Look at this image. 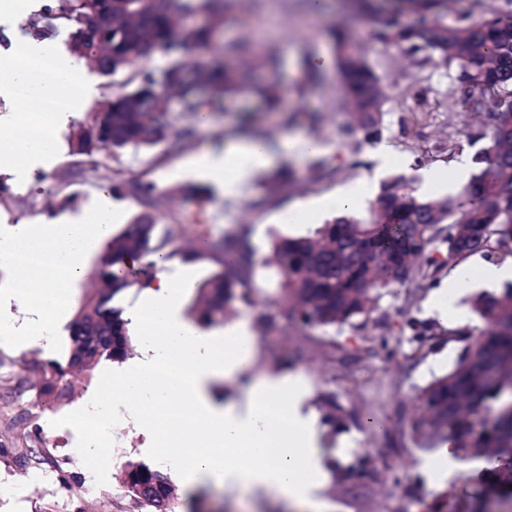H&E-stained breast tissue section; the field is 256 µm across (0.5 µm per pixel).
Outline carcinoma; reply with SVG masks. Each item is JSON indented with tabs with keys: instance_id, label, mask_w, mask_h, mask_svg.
Returning a JSON list of instances; mask_svg holds the SVG:
<instances>
[{
	"instance_id": "obj_1",
	"label": "carcinoma",
	"mask_w": 512,
	"mask_h": 512,
	"mask_svg": "<svg viewBox=\"0 0 512 512\" xmlns=\"http://www.w3.org/2000/svg\"><path fill=\"white\" fill-rule=\"evenodd\" d=\"M224 0H56L50 29L72 32L84 18L97 13L99 32L112 56L106 63L129 74L131 87L113 96L99 112L77 124L70 138L73 154L104 152L116 158L166 145L177 153L186 148L194 129L173 131L170 96L178 111L191 117L212 112L238 89L239 74L229 61L197 77L190 75L178 53L208 44L224 27ZM355 13L372 25L370 39L405 51L423 66L433 60L453 72L448 109L457 106L480 117L475 136L487 143L475 162L483 168L462 189L459 199L420 198L403 176L383 182L368 215L334 218L301 237L273 242L270 263L282 276L280 299L292 320L307 331L325 332L377 313L375 325L390 329L389 316L379 311L381 290L424 288L445 268H459L474 256L487 261L512 257V0L487 13L484 0H471L460 11L456 0H350ZM208 12L209 23L179 29L174 17L185 20ZM335 65L341 83L339 107L354 119L351 133L368 142L384 127V98L380 77L368 58L341 33L333 32ZM175 58L156 71L148 61L156 51ZM98 128L96 138L92 130ZM114 195H129L144 210L112 235L92 276L105 288L84 299L70 326V366L94 368L102 358L123 361L132 348L123 310L117 301L127 290L142 289L155 280L163 262L191 261L196 252L167 250L176 231L193 219L183 215L162 224L149 210L155 187L127 180L113 183ZM207 253L222 270L199 284L196 323L208 327L224 319V309L237 304L254 310L264 332L276 329L272 316L257 309L249 288L254 252L244 230L213 238L197 233ZM481 327L466 333L468 344L454 368L420 388L416 400L422 417L411 426L421 448L451 441L461 457L483 458L490 467L477 477L487 491L512 496V285L498 295L473 301ZM46 395L58 398V364H39ZM496 406L492 421L477 427L472 415ZM15 461L21 465L44 461L42 449L25 446ZM378 472L367 458L343 471L341 480H375ZM120 487L136 512H175L170 477L145 464L129 463Z\"/></svg>"
}]
</instances>
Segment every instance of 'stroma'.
Here are the masks:
<instances>
[{"label": "stroma", "mask_w": 512, "mask_h": 512, "mask_svg": "<svg viewBox=\"0 0 512 512\" xmlns=\"http://www.w3.org/2000/svg\"><path fill=\"white\" fill-rule=\"evenodd\" d=\"M312 0H229L232 23L220 31L207 47L186 51L192 69L206 68L222 54L225 45L246 41L255 53L274 49L277 70H269L261 61L248 69L250 85H275L283 101L279 112L267 111L248 89L224 102L221 110L210 113L208 125H195L191 143L181 152L165 153L163 147L147 152L126 153L113 161L99 155H76L69 148V133H62L58 161L50 170L37 175L27 188H16L6 175H0V225L40 222L67 212L91 206L99 189L115 178L138 179L153 184V214L160 223L172 217L199 213L212 234H230L240 226L250 228V241L256 265L250 283L259 306L275 316L278 329L273 333L254 330L255 359L241 379L225 382L223 399L243 400L248 379L263 373L301 375L309 386L307 404L317 417H325L322 398L335 393L343 409L344 424L337 430H324L326 447L346 442L336 464L345 468L359 456L371 464L387 460L373 482L337 484L327 482L324 495L330 512H472L481 494L476 474L479 461L468 462L466 470L449 474L439 464V476L419 470L422 460H435L434 449L416 447L410 425L418 417L416 393L434 376L447 372L457 361L464 346L458 337L430 336L419 340L418 328L439 325L429 313L425 288H404L385 295L380 304L387 310L404 335H382L374 323L364 328L346 326L323 336H306L290 319L279 297L280 274L265 265L264 259L274 239L302 236L325 221L321 215H304L286 221L297 201L317 200L334 194L344 185L365 177L370 157L377 145L391 151V174L416 180L418 155L409 149L410 141L425 150L447 141L459 132L476 133L479 124L473 114L461 110L435 109L450 79L444 66H417L412 58L398 50L367 39L369 26L347 20L340 6H332L329 20L342 25L346 38L363 46L368 60L385 87L384 129L378 142L367 143L348 132L349 117L336 103L340 87L335 70L313 68L312 60L321 54H333L334 42L323 32L318 15L311 10ZM251 135L275 143L291 135L321 141V158L337 169L335 177L322 178L310 161L282 157L278 166L286 177L278 188H271V170L256 174L253 183L237 197L213 192L205 205L195 200L171 196L178 185L189 179L179 172L183 160L206 149L221 148L225 140ZM51 355L38 348L0 345V395L16 385L26 393L11 407L0 408V485L26 486L21 500L0 496V512H43L55 505L57 512H129L130 506L120 492L118 476L126 463L155 466L156 460L142 450L143 438L132 424L113 417L108 441L114 460L113 475L100 495L84 493L86 481L83 460L73 459L78 447L72 413L86 400L99 379V369L84 372L60 359L64 374L59 385L65 392L57 399L41 394L32 362L50 361ZM28 417H21V410ZM377 418V427L364 425L365 418ZM46 448L48 463L41 468H24L12 458L27 441ZM208 512H286L271 494L255 498L233 496L224 488L199 485Z\"/></svg>", "instance_id": "obj_1"}]
</instances>
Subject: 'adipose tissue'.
Segmentation results:
<instances>
[{"instance_id": "obj_1", "label": "adipose tissue", "mask_w": 512, "mask_h": 512, "mask_svg": "<svg viewBox=\"0 0 512 512\" xmlns=\"http://www.w3.org/2000/svg\"><path fill=\"white\" fill-rule=\"evenodd\" d=\"M50 0H0V27L14 30L28 14ZM13 50L0 52V101L10 104L0 114V172L25 187L36 175L55 164L58 134L87 111L93 89L80 81L82 60L60 47L16 34ZM48 59V73L35 62ZM58 108L39 137H30L29 106ZM321 142L294 136L278 148L261 138L225 142L223 149L205 150L185 159L182 174L214 183L225 196L239 195L257 171L275 166L279 155L302 160L319 155ZM392 161L388 149L375 157L374 176L348 184L318 202V209L344 214L372 198L377 173ZM123 207L110 192H101L88 212L62 214L37 224H19L0 231V241L35 252L43 270L40 303L28 320L16 324L0 319V340L19 347L67 351L64 329L76 286L88 274V259L112 237ZM195 287L189 273L158 275L129 305L130 330L141 341V356L130 370H103L102 383L90 391L87 408L105 399L135 421L147 438V451L171 464V449L193 448L196 457L182 463L177 475L182 484L201 481L252 496L275 493L303 512H327L321 494L327 474L318 417L306 405L307 389L294 375L253 377L241 403L218 398L222 383L236 379L254 359L249 324L241 320L222 327L201 328L185 315L184 298ZM170 359L166 377H157L154 364Z\"/></svg>"}]
</instances>
